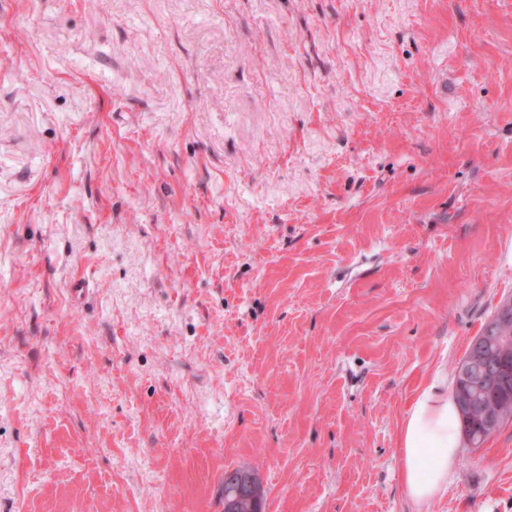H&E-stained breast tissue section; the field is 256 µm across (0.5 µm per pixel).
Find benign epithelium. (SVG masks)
Here are the masks:
<instances>
[{"instance_id":"obj_1","label":"benign epithelium","mask_w":512,"mask_h":512,"mask_svg":"<svg viewBox=\"0 0 512 512\" xmlns=\"http://www.w3.org/2000/svg\"><path fill=\"white\" fill-rule=\"evenodd\" d=\"M512 356V338L487 334L476 337L456 370L457 396L462 410L471 412L481 396L505 389L509 384L506 362ZM228 480L238 487L233 498L224 500V512H239L238 502L258 491L260 478L250 468L228 471Z\"/></svg>"}]
</instances>
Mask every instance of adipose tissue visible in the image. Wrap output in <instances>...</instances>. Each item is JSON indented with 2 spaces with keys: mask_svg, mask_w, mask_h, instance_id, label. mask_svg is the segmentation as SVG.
<instances>
[{
  "mask_svg": "<svg viewBox=\"0 0 512 512\" xmlns=\"http://www.w3.org/2000/svg\"><path fill=\"white\" fill-rule=\"evenodd\" d=\"M463 442L448 376L434 371L413 393L398 433L400 478L415 503L447 489Z\"/></svg>",
  "mask_w": 512,
  "mask_h": 512,
  "instance_id": "1",
  "label": "adipose tissue"
}]
</instances>
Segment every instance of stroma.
<instances>
[{"label":"stroma","instance_id":"stroma-1","mask_svg":"<svg viewBox=\"0 0 512 512\" xmlns=\"http://www.w3.org/2000/svg\"><path fill=\"white\" fill-rule=\"evenodd\" d=\"M509 296L512 0H0V512H512L397 448ZM228 480L235 483L238 492L234 498L226 497L224 500L225 512H239L238 502L242 497L253 496L258 491L260 478L256 471L250 468H235L228 471Z\"/></svg>","mask_w":512,"mask_h":512}]
</instances>
